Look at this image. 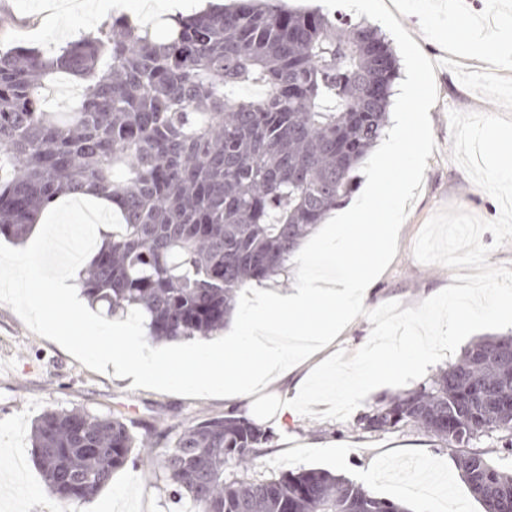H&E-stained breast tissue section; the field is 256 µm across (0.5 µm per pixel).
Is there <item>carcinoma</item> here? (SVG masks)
Returning a JSON list of instances; mask_svg holds the SVG:
<instances>
[{
    "label": "carcinoma",
    "instance_id": "carcinoma-1",
    "mask_svg": "<svg viewBox=\"0 0 512 512\" xmlns=\"http://www.w3.org/2000/svg\"><path fill=\"white\" fill-rule=\"evenodd\" d=\"M396 59L377 30L281 0L175 17L156 40L113 18L54 54L0 52V236L20 243L41 211L88 190L121 229L80 274L108 317H136L156 341L224 330L238 291L287 274L300 242L353 191L388 122ZM80 80L67 112L43 90ZM361 429L408 426L459 449L484 512L512 503V336L472 343L419 387L388 396ZM271 435L239 411L201 415L172 442L121 415L47 411L34 459L60 502L93 498L132 465L161 471L195 512H408L346 478L249 471Z\"/></svg>",
    "mask_w": 512,
    "mask_h": 512
}]
</instances>
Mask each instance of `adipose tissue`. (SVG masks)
Segmentation results:
<instances>
[{
    "instance_id": "adipose-tissue-1",
    "label": "adipose tissue",
    "mask_w": 512,
    "mask_h": 512,
    "mask_svg": "<svg viewBox=\"0 0 512 512\" xmlns=\"http://www.w3.org/2000/svg\"><path fill=\"white\" fill-rule=\"evenodd\" d=\"M426 147L423 134L410 139L395 133L376 165L369 193L305 243L312 264L297 285L286 292L260 285L244 289L221 342L171 356L143 341L129 323L118 338L100 330L98 344L84 349V356L141 383L198 395L220 393L233 404L275 380L283 387L280 416L294 414L309 393L307 355L345 328L389 257L405 221L403 201L417 157ZM200 362L207 372L196 371Z\"/></svg>"
}]
</instances>
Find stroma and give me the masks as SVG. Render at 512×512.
I'll return each instance as SVG.
<instances>
[{"mask_svg":"<svg viewBox=\"0 0 512 512\" xmlns=\"http://www.w3.org/2000/svg\"><path fill=\"white\" fill-rule=\"evenodd\" d=\"M373 0H284L287 7L321 8L349 15L378 27L398 59L392 87V112L406 109L411 124L427 140L406 202V215L364 306L374 309L391 300L417 306L453 283V271L423 264L413 255L415 240L440 209L459 207L484 220L496 219V200L476 185L451 159L449 111L495 113L512 119V42L498 51L466 53L443 36L447 0H408L405 11L382 18ZM11 27L0 31V48L25 45L45 49L95 32L107 19L96 11L79 14L60 0H0ZM422 65L427 79L421 90L431 109H415V95L404 94L409 67ZM383 386L372 391L347 420H327L326 404L315 405L318 419L299 416L287 427L275 423V386L262 387L238 404L239 411L273 434L266 453L256 461V474L322 468L362 485L383 499L411 488L405 500L410 512H421L426 500L465 503L468 512H483L456 467L457 454L410 428L382 432L360 429L359 416L371 412L392 394ZM77 408L89 413L120 414L136 432L185 424L200 413L220 415L224 399L181 390L133 387L112 375L84 367L54 341L31 332L7 305L0 304V512H189V502L174 503L141 471L124 468L92 500L60 503L47 491L32 453L31 428L48 410Z\"/></svg>","mask_w":512,"mask_h":512,"instance_id":"1","label":"stroma"}]
</instances>
